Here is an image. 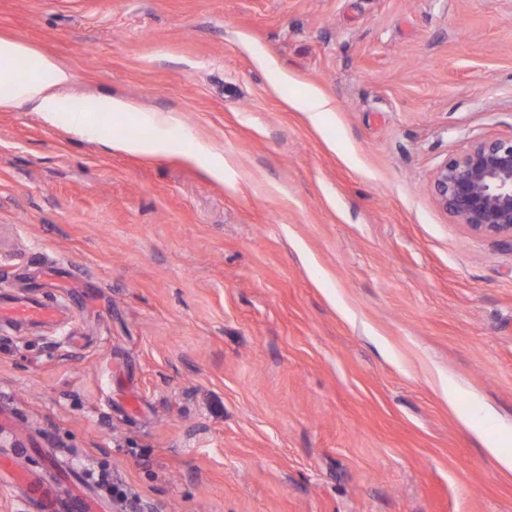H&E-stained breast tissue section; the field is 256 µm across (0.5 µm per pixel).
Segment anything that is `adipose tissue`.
I'll return each mask as SVG.
<instances>
[{"mask_svg":"<svg viewBox=\"0 0 512 512\" xmlns=\"http://www.w3.org/2000/svg\"><path fill=\"white\" fill-rule=\"evenodd\" d=\"M72 80L71 70L55 57L39 53L15 39L0 37V110L39 113L55 122L64 108L61 91ZM108 115L119 128L130 118L155 127L178 125L176 116L166 112H147L118 98L89 97L74 117L77 131L92 129L99 115Z\"/></svg>","mask_w":512,"mask_h":512,"instance_id":"adipose-tissue-1","label":"adipose tissue"}]
</instances>
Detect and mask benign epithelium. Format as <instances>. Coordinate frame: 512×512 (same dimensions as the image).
<instances>
[{"instance_id":"1","label":"benign epithelium","mask_w":512,"mask_h":512,"mask_svg":"<svg viewBox=\"0 0 512 512\" xmlns=\"http://www.w3.org/2000/svg\"><path fill=\"white\" fill-rule=\"evenodd\" d=\"M438 205L470 232L512 240V136L470 143L437 168Z\"/></svg>"}]
</instances>
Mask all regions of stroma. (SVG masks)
I'll return each instance as SVG.
<instances>
[{"label":"stroma","instance_id":"obj_1","mask_svg":"<svg viewBox=\"0 0 512 512\" xmlns=\"http://www.w3.org/2000/svg\"><path fill=\"white\" fill-rule=\"evenodd\" d=\"M1 36L180 120L0 111V291L85 297L0 329L20 469L99 512H512L473 434L512 430V243L432 193L512 135V0H0ZM113 145L123 151L156 156L165 155L171 152L172 149L169 140L164 137H158L150 142L135 139H113Z\"/></svg>","mask_w":512,"mask_h":512}]
</instances>
